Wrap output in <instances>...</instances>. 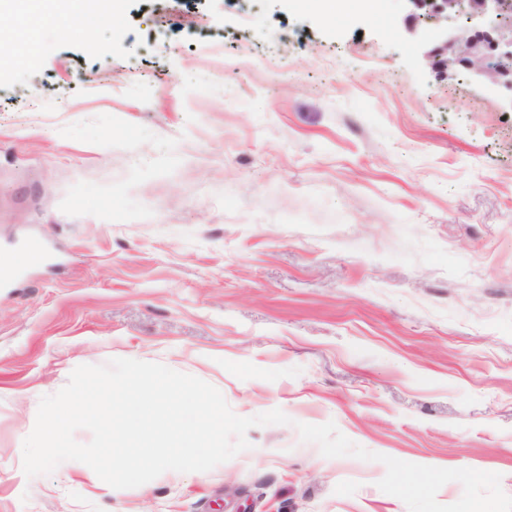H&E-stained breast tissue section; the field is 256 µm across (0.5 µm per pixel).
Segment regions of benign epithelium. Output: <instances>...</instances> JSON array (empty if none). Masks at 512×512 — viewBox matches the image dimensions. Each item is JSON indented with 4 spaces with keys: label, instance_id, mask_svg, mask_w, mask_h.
Returning <instances> with one entry per match:
<instances>
[{
    "label": "benign epithelium",
    "instance_id": "7a95c632",
    "mask_svg": "<svg viewBox=\"0 0 512 512\" xmlns=\"http://www.w3.org/2000/svg\"><path fill=\"white\" fill-rule=\"evenodd\" d=\"M408 32L437 73L467 71L495 95L512 89V0H405Z\"/></svg>",
    "mask_w": 512,
    "mask_h": 512
}]
</instances>
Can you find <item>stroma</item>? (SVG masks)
Masks as SVG:
<instances>
[{"mask_svg": "<svg viewBox=\"0 0 512 512\" xmlns=\"http://www.w3.org/2000/svg\"><path fill=\"white\" fill-rule=\"evenodd\" d=\"M404 0H118L0 60V512H408L365 449L512 495V112L423 65ZM156 362L286 425L135 488L26 477L43 396Z\"/></svg>", "mask_w": 512, "mask_h": 512, "instance_id": "1", "label": "stroma"}]
</instances>
